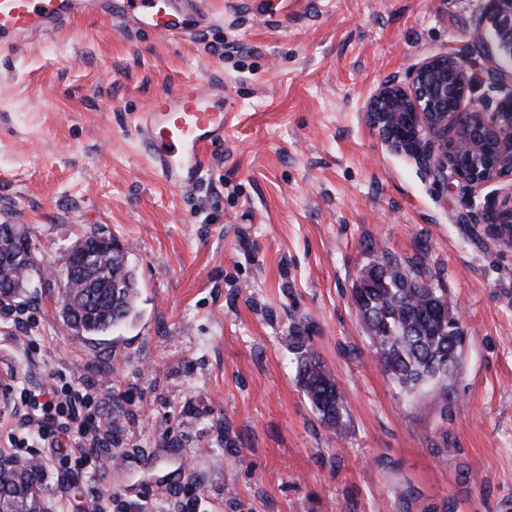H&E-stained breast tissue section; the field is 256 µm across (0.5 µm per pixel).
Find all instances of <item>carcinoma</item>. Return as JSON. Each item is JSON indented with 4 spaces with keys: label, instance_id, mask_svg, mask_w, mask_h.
I'll use <instances>...</instances> for the list:
<instances>
[{
    "label": "carcinoma",
    "instance_id": "1",
    "mask_svg": "<svg viewBox=\"0 0 512 512\" xmlns=\"http://www.w3.org/2000/svg\"><path fill=\"white\" fill-rule=\"evenodd\" d=\"M19 225L0 234V286L9 298L26 295L33 275L45 277ZM49 283L57 286L60 313L81 341L99 346L136 315L135 272L124 257L91 234L71 248ZM353 288V301L372 338L378 361L405 392L412 394L457 368L462 340L460 319L448 293L422 279L416 265L404 266L388 252L367 267ZM298 383L320 421L340 433L348 415L342 391L325 369L308 337L296 336ZM43 469L32 464L22 471H0V512H37Z\"/></svg>",
    "mask_w": 512,
    "mask_h": 512
}]
</instances>
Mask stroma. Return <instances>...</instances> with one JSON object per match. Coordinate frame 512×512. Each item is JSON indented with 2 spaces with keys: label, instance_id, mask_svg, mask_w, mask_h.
Returning <instances> with one entry per match:
<instances>
[{
  "label": "stroma",
  "instance_id": "35a3bbf8",
  "mask_svg": "<svg viewBox=\"0 0 512 512\" xmlns=\"http://www.w3.org/2000/svg\"><path fill=\"white\" fill-rule=\"evenodd\" d=\"M207 36L134 35L85 18L0 54V224L38 257L92 231L136 272L138 319L79 341L41 284L0 333L17 376L63 373L112 414L95 479L46 469L45 512H512V249L480 234L493 182L462 200L373 130L366 104L451 53L501 64L484 0H210ZM236 52L225 57V45ZM189 80L235 98L202 183L168 186L133 138L138 112ZM422 258L464 340L452 379L406 394L352 291L376 251ZM338 382L349 422H320L294 328Z\"/></svg>",
  "mask_w": 512,
  "mask_h": 512
}]
</instances>
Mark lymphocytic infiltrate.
I'll use <instances>...</instances> for the list:
<instances>
[{
    "label": "lymphocytic infiltrate",
    "instance_id": "f902f5d3",
    "mask_svg": "<svg viewBox=\"0 0 512 512\" xmlns=\"http://www.w3.org/2000/svg\"><path fill=\"white\" fill-rule=\"evenodd\" d=\"M25 413L7 438L12 454L47 449L50 463L79 472H98L112 445V418L89 386L57 374L49 386L32 389L15 383Z\"/></svg>",
    "mask_w": 512,
    "mask_h": 512
}]
</instances>
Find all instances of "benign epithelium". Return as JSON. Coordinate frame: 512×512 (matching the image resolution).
<instances>
[{
    "label": "benign epithelium",
    "instance_id": "benign-epithelium-1",
    "mask_svg": "<svg viewBox=\"0 0 512 512\" xmlns=\"http://www.w3.org/2000/svg\"><path fill=\"white\" fill-rule=\"evenodd\" d=\"M499 50L512 60V0H487ZM451 53L418 64L401 83L382 82L366 112L371 126L395 151L416 160L438 181L475 193L498 180L473 159L477 126L512 131V93L488 108L473 96L480 77L452 64ZM483 232L512 249V188L484 214Z\"/></svg>",
    "mask_w": 512,
    "mask_h": 512
}]
</instances>
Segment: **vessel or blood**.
Wrapping results in <instances>:
<instances>
[{
  "label": "vessel or blood",
  "instance_id": "b4317fda",
  "mask_svg": "<svg viewBox=\"0 0 512 512\" xmlns=\"http://www.w3.org/2000/svg\"><path fill=\"white\" fill-rule=\"evenodd\" d=\"M101 16L122 28L172 39L208 33L218 20L208 0H0V50H29L74 19ZM233 110L221 86L188 82L156 95L135 124L143 156L166 184L189 190L223 144Z\"/></svg>",
  "mask_w": 512,
  "mask_h": 512
}]
</instances>
